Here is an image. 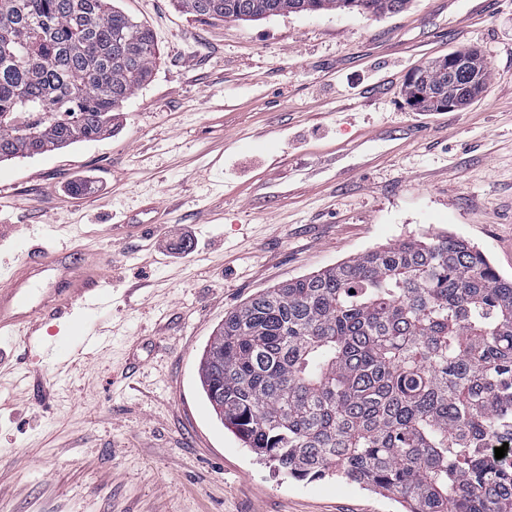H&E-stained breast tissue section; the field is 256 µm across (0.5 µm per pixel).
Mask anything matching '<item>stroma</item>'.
<instances>
[{"mask_svg": "<svg viewBox=\"0 0 512 512\" xmlns=\"http://www.w3.org/2000/svg\"><path fill=\"white\" fill-rule=\"evenodd\" d=\"M469 4L221 21L119 0L159 53L111 135L0 162V283L36 238L112 278L98 308L0 340V512H401L257 460L197 368L258 291L409 236L464 239L512 278V0L472 19ZM467 48L484 92L410 108L407 75ZM411 124L424 136L396 148ZM99 333L105 352L63 354Z\"/></svg>", "mask_w": 512, "mask_h": 512, "instance_id": "stroma-1", "label": "stroma"}]
</instances>
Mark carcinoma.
I'll return each mask as SVG.
<instances>
[{
    "label": "carcinoma",
    "mask_w": 512,
    "mask_h": 512,
    "mask_svg": "<svg viewBox=\"0 0 512 512\" xmlns=\"http://www.w3.org/2000/svg\"><path fill=\"white\" fill-rule=\"evenodd\" d=\"M116 0H0V161L112 133L157 56ZM207 19L397 14L409 0H177ZM480 55L406 81L442 112ZM355 293H350V290ZM228 431L298 480L337 477L405 512H512V279L461 239L407 238L266 288L224 316L198 364Z\"/></svg>",
    "instance_id": "obj_1"
}]
</instances>
